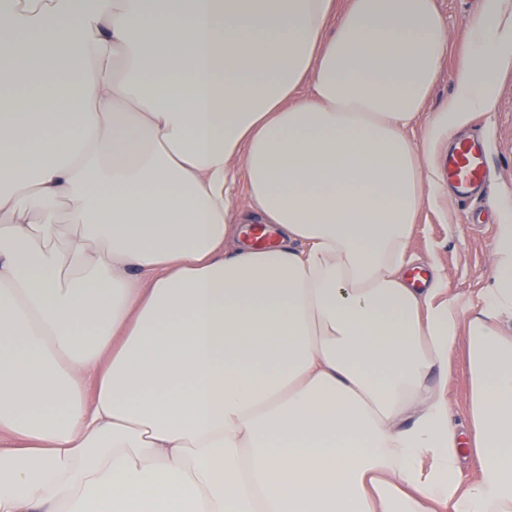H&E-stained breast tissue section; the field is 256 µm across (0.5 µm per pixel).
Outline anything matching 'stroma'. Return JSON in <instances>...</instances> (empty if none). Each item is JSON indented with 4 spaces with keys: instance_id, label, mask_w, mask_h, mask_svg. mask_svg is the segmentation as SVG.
<instances>
[{
    "instance_id": "1",
    "label": "stroma",
    "mask_w": 512,
    "mask_h": 512,
    "mask_svg": "<svg viewBox=\"0 0 512 512\" xmlns=\"http://www.w3.org/2000/svg\"><path fill=\"white\" fill-rule=\"evenodd\" d=\"M449 30V49L439 80L426 105L435 111L455 92L453 75L467 36V23L482 0H438ZM477 133L487 155L488 180L480 196L449 191L437 205L424 206L408 247L409 269L437 268L448 277L449 294L479 305L493 273L492 252L498 226L512 216V74L504 78L491 111L475 113L465 127ZM465 345L452 353L445 393L456 423L467 424L469 389L464 375Z\"/></svg>"
}]
</instances>
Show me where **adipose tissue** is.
Here are the masks:
<instances>
[{
	"instance_id": "ef3b65f1",
	"label": "adipose tissue",
	"mask_w": 512,
	"mask_h": 512,
	"mask_svg": "<svg viewBox=\"0 0 512 512\" xmlns=\"http://www.w3.org/2000/svg\"><path fill=\"white\" fill-rule=\"evenodd\" d=\"M448 45L437 0H0V512H512V224L475 314L403 273L512 0L417 143ZM465 352V344L461 342L452 353L448 363V386L445 387L453 420L464 426L469 418V389L463 370Z\"/></svg>"
}]
</instances>
